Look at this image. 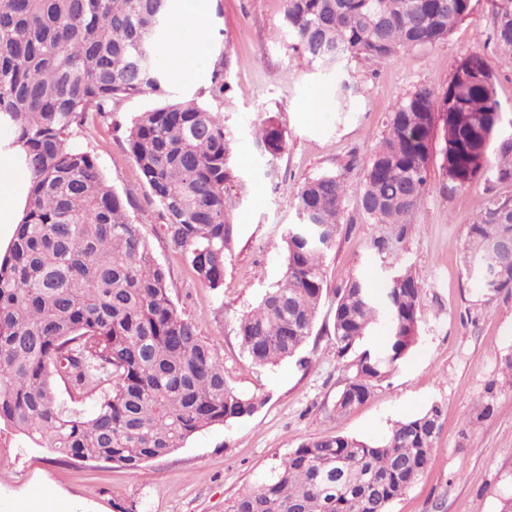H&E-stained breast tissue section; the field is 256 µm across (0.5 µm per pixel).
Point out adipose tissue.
I'll use <instances>...</instances> for the list:
<instances>
[{
	"instance_id": "1",
	"label": "adipose tissue",
	"mask_w": 512,
	"mask_h": 512,
	"mask_svg": "<svg viewBox=\"0 0 512 512\" xmlns=\"http://www.w3.org/2000/svg\"><path fill=\"white\" fill-rule=\"evenodd\" d=\"M207 13L198 8L195 0H183L182 9L176 11L168 30L170 58L179 71L203 72L206 68L208 48L205 39ZM29 175L18 168L12 155L0 156V256L9 248L11 230L22 219L28 202Z\"/></svg>"
}]
</instances>
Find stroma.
Segmentation results:
<instances>
[{
  "instance_id": "stroma-1",
  "label": "stroma",
  "mask_w": 512,
  "mask_h": 512,
  "mask_svg": "<svg viewBox=\"0 0 512 512\" xmlns=\"http://www.w3.org/2000/svg\"><path fill=\"white\" fill-rule=\"evenodd\" d=\"M210 15V58H223L228 87L218 105L231 133L235 170L246 192L229 184L233 234L224 286L211 290L168 243L160 206L131 156L127 135L136 113L160 105L156 96L122 100L105 120L76 129L71 143L97 159L103 175L128 202L131 219L165 268L170 296L213 342L224 376L237 392L261 400L250 418L214 425L183 448L138 469L74 462L27 447L0 433V512H19L25 498L65 494L76 512H224L245 489L258 486L298 445L312 437L382 438L394 421L442 410L437 451L390 512H499L512 491V291L489 293L469 279L467 231L489 194L512 195L511 184L485 181L443 190L438 163L431 189L404 225L371 224L359 213L360 173L382 138L395 103L415 88L443 92L457 61L480 52L494 76L500 130L512 132V61L494 45L493 0H476L473 14L448 39L407 60L355 62L360 87L348 111L316 120L304 112L315 96L336 98L335 81L308 67L289 46L282 0H202ZM273 117L286 136L274 159L251 132ZM342 174L348 185L344 222L324 262L328 296L298 358L258 367L236 336L238 318L255 307L284 272L282 235L295 223L293 196L308 179ZM410 267L422 281L416 340L397 369L362 404L340 414L336 397L350 375L330 336L332 295L354 277ZM493 396V412L479 406Z\"/></svg>"
}]
</instances>
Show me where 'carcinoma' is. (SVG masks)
<instances>
[{"instance_id": "1", "label": "carcinoma", "mask_w": 512, "mask_h": 512, "mask_svg": "<svg viewBox=\"0 0 512 512\" xmlns=\"http://www.w3.org/2000/svg\"><path fill=\"white\" fill-rule=\"evenodd\" d=\"M292 49L307 65L338 72L352 60L404 59L447 40L475 0H283ZM172 0H0V127L21 147L31 175L27 209L0 258V431L76 461L137 469L181 448L204 427L246 419L261 406L235 392L196 324L178 313L167 275L95 157L70 146L73 129L131 97L168 101L136 115L129 151L162 209L170 245L194 275L224 285L232 227L227 184L238 182L233 138L222 113L170 91L162 47ZM493 35L512 59V0H494ZM223 57L208 70L209 95L224 99ZM358 87L336 89L337 111ZM486 59L462 58L441 94L419 87L398 101L387 132L362 169L359 208L373 224H406L429 193L439 154L444 188L485 177L512 184V134L499 128ZM275 158L284 131L267 118L256 131ZM348 187L335 173L306 181L293 198L283 279L240 316L237 336L258 366L294 358L312 335L325 297L323 263L335 243ZM512 195L489 197L469 225L466 263L487 260L493 282L512 290ZM421 281L412 269L336 290L332 333L349 376L339 413L363 403L408 353L417 335ZM388 335L367 342L378 324ZM98 395L88 413L56 395ZM441 409L395 422L380 440L346 435L306 440L275 473L232 499L225 512H390L436 450Z\"/></svg>"}]
</instances>
